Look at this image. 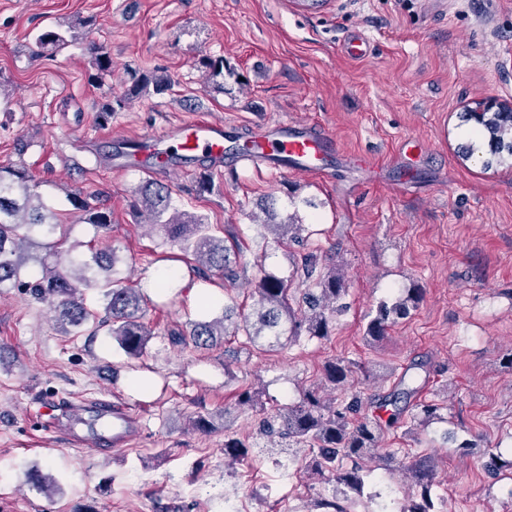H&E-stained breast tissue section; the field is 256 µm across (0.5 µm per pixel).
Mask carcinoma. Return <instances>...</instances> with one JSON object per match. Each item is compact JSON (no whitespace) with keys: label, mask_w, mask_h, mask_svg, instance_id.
<instances>
[{"label":"carcinoma","mask_w":512,"mask_h":512,"mask_svg":"<svg viewBox=\"0 0 512 512\" xmlns=\"http://www.w3.org/2000/svg\"><path fill=\"white\" fill-rule=\"evenodd\" d=\"M76 32L65 37L54 30L45 29L37 37L42 48L58 51L75 39ZM92 65L97 78L112 73V61L108 52L95 53ZM125 91L102 104L101 118L107 120L115 112L122 111L134 99L150 94H161L171 81L157 71L126 72ZM475 132L488 140L491 151L500 163L512 161V115L491 112L476 122ZM77 208L89 212L87 223L106 234L112 228V214L92 208L85 201L73 200ZM134 207L141 209L153 228L165 232L169 242L191 253L205 269L222 272L227 280L237 278V271L229 260L224 239L211 233V225L201 216L191 215L178 207L169 191L151 182L143 183L137 191ZM263 225L274 235L275 242L293 239L303 225L291 220L275 221L273 208L263 209ZM55 214L42 200L35 186L20 172L0 170V288H27L30 295L50 305L59 312L61 324L83 327L94 313L85 303L83 289L96 287L102 290L104 315L97 327L108 328V333L131 357L141 358L147 348L151 332L142 322L147 298L139 289L124 284L116 271L118 256L113 249L95 251L90 256L74 253L66 270L58 268L50 260L54 254V242L50 241L58 223ZM45 251L39 259L40 273L28 281L21 279V272L31 259V252L23 244ZM106 273L99 280L88 276L92 269ZM345 292L342 274L332 269L316 278L314 287L304 289L303 307L294 309L283 278L264 273L251 289L252 303L246 314L237 312L235 304L224 305L220 317H203L190 322V330H173L169 341L176 346L192 345L197 350H207L228 336H245L250 341L265 340L268 345L281 344V337L295 340L302 334L324 339L331 334L332 315L338 310V302ZM422 299V289L415 286L392 302L382 301L376 315L366 325V339L383 340L388 328L408 318ZM353 374V364L341 359L327 361L322 369V382L336 390L344 387ZM415 389L395 390L387 402L395 406L386 423L369 418L352 424L361 412L363 401L353 395L343 405L327 399L322 387L314 385L302 393L296 405L284 407L276 415L263 419L261 432L280 442L301 444L308 448L310 460L307 469L324 477L331 475L336 481V491L321 499L324 512H349L345 502L350 494L363 495L365 485L364 464L374 457L378 448L382 426L392 427L401 419L398 400H406ZM250 445L235 437L229 427H224V455L235 461L248 458ZM415 483V493L401 512H438L433 495V465L431 458L420 457L410 467Z\"/></svg>","instance_id":"cac0c4a2"}]
</instances>
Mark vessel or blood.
Listing matches in <instances>:
<instances>
[{"label": "vessel or blood", "instance_id": "obj_1", "mask_svg": "<svg viewBox=\"0 0 512 512\" xmlns=\"http://www.w3.org/2000/svg\"><path fill=\"white\" fill-rule=\"evenodd\" d=\"M117 158L124 169L148 174L167 173L183 161L199 159L212 168L250 163L274 173L296 172L325 176L333 167L338 149L335 140L317 134L303 122L278 121L255 127L249 143L233 149L222 121L200 117L169 125L159 133H145L117 143ZM102 418L112 422V442L131 439L135 424L130 412L111 402L95 405Z\"/></svg>", "mask_w": 512, "mask_h": 512}]
</instances>
